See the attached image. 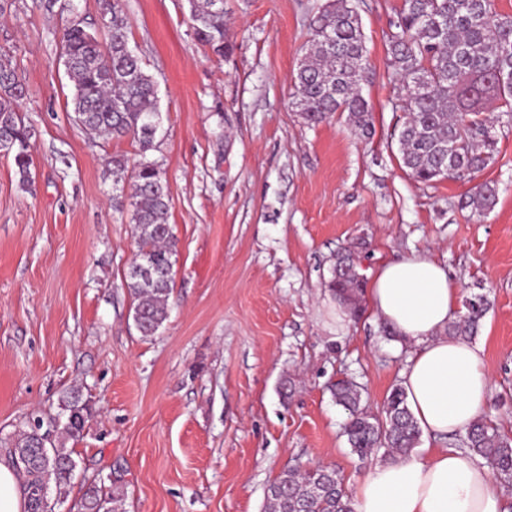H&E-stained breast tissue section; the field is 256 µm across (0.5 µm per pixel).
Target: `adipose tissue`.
Returning a JSON list of instances; mask_svg holds the SVG:
<instances>
[{"label":"adipose tissue","instance_id":"1","mask_svg":"<svg viewBox=\"0 0 512 512\" xmlns=\"http://www.w3.org/2000/svg\"><path fill=\"white\" fill-rule=\"evenodd\" d=\"M374 311L417 350L403 374L410 412L423 433L466 430L490 395L480 347L443 336L460 292L436 261L403 257L381 265L367 290ZM355 512H512L486 466L459 448H435L374 464L355 488Z\"/></svg>","mask_w":512,"mask_h":512}]
</instances>
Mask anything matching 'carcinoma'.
Returning a JSON list of instances; mask_svg holds the SVG:
<instances>
[{"label": "carcinoma", "mask_w": 512, "mask_h": 512, "mask_svg": "<svg viewBox=\"0 0 512 512\" xmlns=\"http://www.w3.org/2000/svg\"><path fill=\"white\" fill-rule=\"evenodd\" d=\"M197 38L217 53L229 50L225 41L224 0H187ZM105 38L84 22L69 21L64 29L62 57L73 82L75 120L106 138L129 139L140 160L127 170L124 160H112L116 184H129L131 221L138 231L137 253L126 286L137 301L134 319L144 336L155 334L167 319L171 293L174 235L169 224L170 198L157 165L146 153L154 147L159 113L153 76L129 48L128 26L119 0H104ZM389 64L399 90L406 93L405 121L399 132L403 166L419 182L461 178L486 168L497 152L493 123L484 113L495 107L512 112V15L498 13L493 0H402L386 34ZM366 41L361 18L350 0H326L312 19V36L304 58L292 75V105L309 125L328 121L336 113L361 135L373 131V118L362 94ZM26 95L10 56L0 53V142L11 144L16 175L22 187L31 183L29 142L32 129L19 114ZM497 199L489 183L474 187L461 206L483 216ZM357 248L337 254L330 282L336 299L357 317L364 279L357 270ZM489 307L474 294L465 311L448 324L451 338L476 335ZM336 404L348 412L344 435L355 454L365 457L378 449L406 457L421 431L405 402L402 388L385 402V417L371 415L362 404L361 388L347 378L331 386ZM68 412L64 426L78 437L88 411L79 394L62 399ZM43 428L36 418L10 453L25 470L28 512H53L51 489L62 492L71 481L75 463L57 436L56 420ZM466 449L489 468L504 486L512 484V441L480 417L466 431ZM91 485L82 512H101L121 501ZM268 512H354L351 499L334 471L315 467L287 470L268 488Z\"/></svg>", "instance_id": "carcinoma-1"}]
</instances>
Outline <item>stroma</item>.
Returning a JSON list of instances; mask_svg holds the SVG:
<instances>
[{
	"mask_svg": "<svg viewBox=\"0 0 512 512\" xmlns=\"http://www.w3.org/2000/svg\"><path fill=\"white\" fill-rule=\"evenodd\" d=\"M122 2L158 87L147 157L177 238L168 318L141 335L126 286L136 227L112 205V160L135 163L137 149L75 123L60 58L72 14L100 29L101 0H74L71 13L0 0V51L35 132L30 189L0 153V453L76 389L90 417L67 443L76 468L55 512H79L92 484L124 490L118 512H266L282 472L319 463L353 493L385 455L352 453L330 386L354 380L381 414L416 350L372 309L351 319L330 290L337 252L355 243L364 277L419 255L461 295L487 296L473 338L491 377L482 415L512 438V116L495 124L493 164L428 186L400 164L385 33L401 0H354L369 139L340 114L307 125L290 104L325 0H224L226 56L197 39L187 0ZM482 182L498 200L478 218L458 201Z\"/></svg>",
	"mask_w": 512,
	"mask_h": 512,
	"instance_id": "35a3bbf8",
	"label": "stroma"
}]
</instances>
